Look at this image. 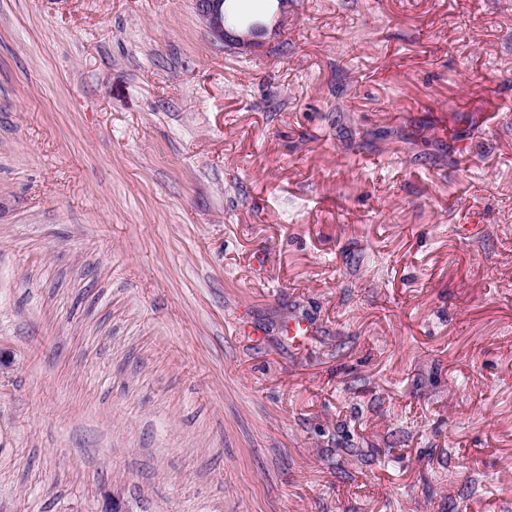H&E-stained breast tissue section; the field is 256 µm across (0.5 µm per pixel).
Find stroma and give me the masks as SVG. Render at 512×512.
<instances>
[{
	"label": "stroma",
	"mask_w": 512,
	"mask_h": 512,
	"mask_svg": "<svg viewBox=\"0 0 512 512\" xmlns=\"http://www.w3.org/2000/svg\"><path fill=\"white\" fill-rule=\"evenodd\" d=\"M281 20L0 0V512H512V0ZM223 0H194V9L206 28L211 40L223 47L241 50L259 45V40L266 31L261 33L249 29L241 34L236 29L227 28L224 21Z\"/></svg>",
	"instance_id": "35a3bbf8"
}]
</instances>
